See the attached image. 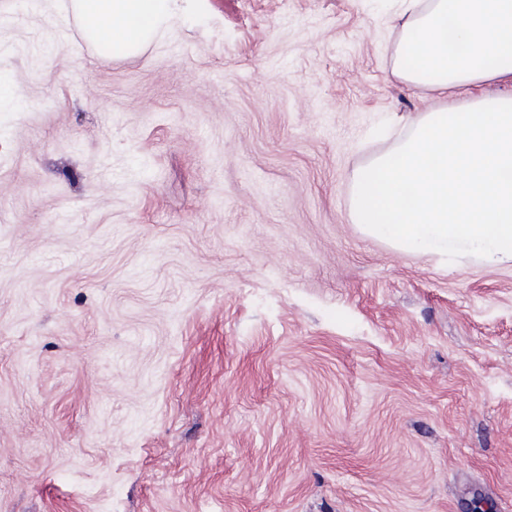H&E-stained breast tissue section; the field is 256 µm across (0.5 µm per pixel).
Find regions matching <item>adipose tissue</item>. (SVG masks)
Listing matches in <instances>:
<instances>
[{
	"label": "adipose tissue",
	"mask_w": 512,
	"mask_h": 512,
	"mask_svg": "<svg viewBox=\"0 0 512 512\" xmlns=\"http://www.w3.org/2000/svg\"><path fill=\"white\" fill-rule=\"evenodd\" d=\"M113 55L171 31L180 0H77ZM397 47L407 83L463 99L423 113L392 151L356 177L351 215L398 251L512 266V0H404Z\"/></svg>",
	"instance_id": "ef3b65f1"
}]
</instances>
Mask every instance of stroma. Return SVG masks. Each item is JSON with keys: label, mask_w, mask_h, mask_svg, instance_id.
Wrapping results in <instances>:
<instances>
[{"label": "stroma", "mask_w": 512, "mask_h": 512, "mask_svg": "<svg viewBox=\"0 0 512 512\" xmlns=\"http://www.w3.org/2000/svg\"><path fill=\"white\" fill-rule=\"evenodd\" d=\"M0 0V512H512V267L357 173L436 94L402 0H192L89 61Z\"/></svg>", "instance_id": "35a3bbf8"}]
</instances>
